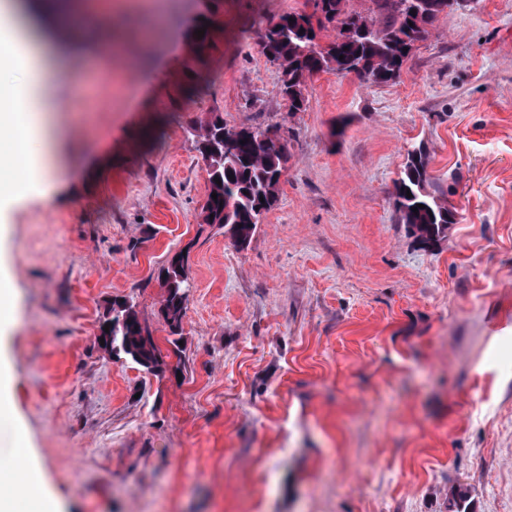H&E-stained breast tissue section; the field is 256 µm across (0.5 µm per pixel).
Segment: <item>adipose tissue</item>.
Returning <instances> with one entry per match:
<instances>
[{
    "instance_id": "1",
    "label": "adipose tissue",
    "mask_w": 512,
    "mask_h": 512,
    "mask_svg": "<svg viewBox=\"0 0 512 512\" xmlns=\"http://www.w3.org/2000/svg\"><path fill=\"white\" fill-rule=\"evenodd\" d=\"M84 0H0V134L11 148L0 152V168L18 172V184L0 189V208L49 201L58 190L59 147L67 130L55 112L62 94L60 62L50 40L38 33L31 15L84 18ZM0 471L11 479L0 495V512H15L17 500L32 502L36 512H60L50 494L23 426L0 440Z\"/></svg>"
}]
</instances>
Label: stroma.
<instances>
[{
	"instance_id": "1",
	"label": "stroma",
	"mask_w": 512,
	"mask_h": 512,
	"mask_svg": "<svg viewBox=\"0 0 512 512\" xmlns=\"http://www.w3.org/2000/svg\"><path fill=\"white\" fill-rule=\"evenodd\" d=\"M129 37L96 61L56 196L10 210L18 324L0 332L13 421L63 512H512V0L449 10L400 79L323 73L292 112L261 52L308 0H112ZM132 52L126 68L121 51ZM278 129L276 205L250 241L201 222L193 130ZM424 143L457 213L426 245L394 185ZM190 267L181 372L97 341L132 300L162 353L161 270Z\"/></svg>"
}]
</instances>
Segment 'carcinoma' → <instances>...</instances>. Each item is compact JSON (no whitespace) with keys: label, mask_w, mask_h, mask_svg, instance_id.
Masks as SVG:
<instances>
[{"label":"carcinoma","mask_w":512,"mask_h":512,"mask_svg":"<svg viewBox=\"0 0 512 512\" xmlns=\"http://www.w3.org/2000/svg\"><path fill=\"white\" fill-rule=\"evenodd\" d=\"M313 2V13H283L270 20L261 34L262 53L280 72L281 92L290 112L305 110L307 84L321 73L353 74L371 83L399 78L410 50L426 40L433 24L448 13V0H371L373 7L366 13L350 8V0ZM329 30L335 32L331 40L326 39ZM194 132L207 167L209 192L217 194L207 198L202 223L228 228L243 244L277 202L288 161L286 145L264 140L261 130L229 128L217 116ZM426 167L424 149L407 151L394 192L402 222L424 243L445 235L455 220L447 199L427 191ZM419 204L422 208L413 211ZM163 286L161 315L170 335H180L189 288L188 256L183 252L169 259L163 270ZM107 323L110 328L102 332V348L112 356L154 374L181 370L180 349L172 350L176 363L165 360L153 331L141 320L134 304L113 300L100 327Z\"/></svg>","instance_id":"cac0c4a2"}]
</instances>
